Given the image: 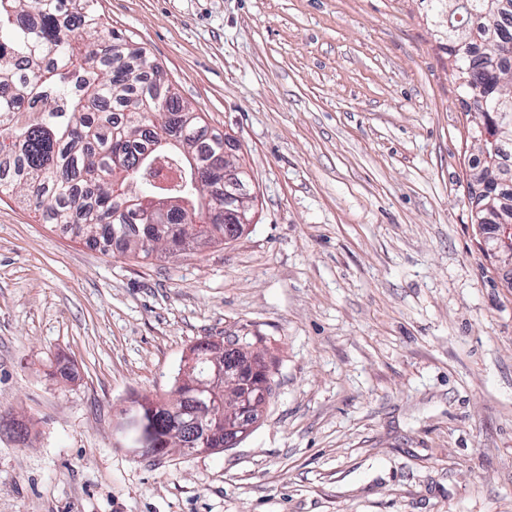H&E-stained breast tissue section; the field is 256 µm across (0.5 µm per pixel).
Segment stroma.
Here are the masks:
<instances>
[{
    "label": "stroma",
    "instance_id": "1",
    "mask_svg": "<svg viewBox=\"0 0 512 512\" xmlns=\"http://www.w3.org/2000/svg\"><path fill=\"white\" fill-rule=\"evenodd\" d=\"M98 9L233 139L257 217L134 260L0 195V512H512V288L425 0ZM227 336L274 364L262 420L134 455L122 410Z\"/></svg>",
    "mask_w": 512,
    "mask_h": 512
}]
</instances>
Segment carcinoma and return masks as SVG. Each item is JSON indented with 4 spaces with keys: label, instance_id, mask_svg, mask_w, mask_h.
<instances>
[{
    "label": "carcinoma",
    "instance_id": "carcinoma-1",
    "mask_svg": "<svg viewBox=\"0 0 512 512\" xmlns=\"http://www.w3.org/2000/svg\"><path fill=\"white\" fill-rule=\"evenodd\" d=\"M427 2L474 114L469 186L492 199L480 226L491 235L512 225V125L497 115L500 101H512V0ZM103 28L96 0H0V194L18 193L47 223L133 259L153 255L141 244L146 234L179 245L204 225L211 244L233 237L237 229L207 222L209 205L195 187L209 182L224 201V187L204 170L224 151V136L207 134L142 48ZM167 113L180 114L175 134L194 160L160 145L155 121ZM158 157L181 170L180 182L161 185ZM158 192L192 208L165 223L145 207L144 216L123 208L132 193Z\"/></svg>",
    "mask_w": 512,
    "mask_h": 512
}]
</instances>
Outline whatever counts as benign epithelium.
Wrapping results in <instances>:
<instances>
[{
  "mask_svg": "<svg viewBox=\"0 0 512 512\" xmlns=\"http://www.w3.org/2000/svg\"><path fill=\"white\" fill-rule=\"evenodd\" d=\"M232 152L215 156L210 170L224 177V208L212 212L216 223L237 221L249 223L245 208L232 212L227 205L242 199L238 169L231 166ZM153 210L163 217L176 208L187 207L181 197H154ZM501 243L495 248L501 260L500 269L506 283L512 287V227L507 225L500 234ZM208 366L197 369V355L190 354L183 375L194 398L195 409L187 408L186 397L177 395L172 401L142 403V410L123 413V429L131 434V445L136 455H166L173 451L182 453H207L210 441L220 435L228 445L246 436L261 420L268 403V368L265 360L247 352L246 345L237 340L217 341L212 353L207 355ZM160 413L169 420L165 439L154 440L144 431V415Z\"/></svg>",
  "mask_w": 512,
  "mask_h": 512,
  "instance_id": "benign-epithelium-1",
  "label": "benign epithelium"
}]
</instances>
